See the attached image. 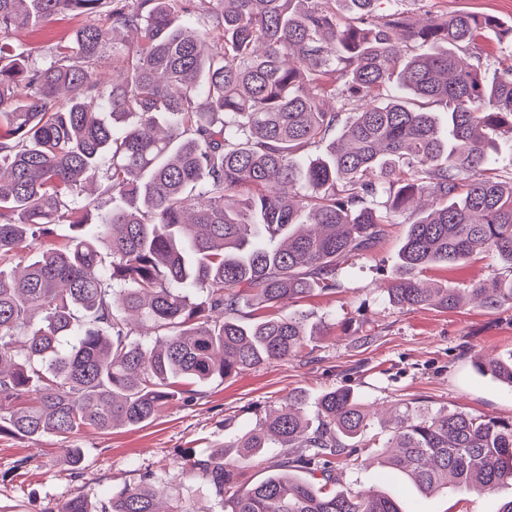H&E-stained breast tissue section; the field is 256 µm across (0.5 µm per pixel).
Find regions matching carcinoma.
Returning <instances> with one entry per match:
<instances>
[{"label":"carcinoma","mask_w":512,"mask_h":512,"mask_svg":"<svg viewBox=\"0 0 512 512\" xmlns=\"http://www.w3.org/2000/svg\"><path fill=\"white\" fill-rule=\"evenodd\" d=\"M377 2L0 0L3 41L105 17L40 61L0 45V433L144 426L192 385L299 356L316 332L282 305L335 289L396 215L390 303L460 306L461 289L420 274L483 254L509 274L465 292L512 307V64L487 79L472 52L493 18ZM100 179L111 207L78 200ZM144 326L158 343L134 339ZM479 370L512 388V357ZM369 426L348 388L321 395L313 425L294 393L228 444L240 455L189 458L173 480L201 482L219 512H402L380 490H336L341 463L423 494L512 482V418L407 406L380 444ZM271 448L276 472L242 482ZM167 487L148 474L99 508L76 495L48 512H159Z\"/></svg>","instance_id":"1"}]
</instances>
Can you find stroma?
I'll return each instance as SVG.
<instances>
[{"label": "stroma", "instance_id": "stroma-1", "mask_svg": "<svg viewBox=\"0 0 512 512\" xmlns=\"http://www.w3.org/2000/svg\"><path fill=\"white\" fill-rule=\"evenodd\" d=\"M404 10L411 17L427 11L493 17L500 30L487 32L475 51L495 61L502 57L501 30L512 28V0H407ZM86 22L82 15H61L19 39L40 58ZM406 230L404 219L396 218L374 249L341 265L335 290L290 304V311L304 314L307 325L321 330L307 339L298 357L199 387L193 400L169 402L142 427L107 433L86 428L66 438L0 434V512H47L75 495L100 503L138 483L145 472H176L184 459L241 436L297 391L312 404L325 391L346 387L360 393L381 418L403 403L432 412L511 418L512 390L480 373L476 361L481 354L512 356V308L390 305L381 287L398 266ZM499 272V264L480 255L460 268H429L424 278L467 288ZM72 448L83 452L81 469L71 464ZM339 479L344 488L356 480L385 487L403 512H498L512 499L511 484L491 496L451 487L425 497L376 467Z\"/></svg>", "mask_w": 512, "mask_h": 512}]
</instances>
